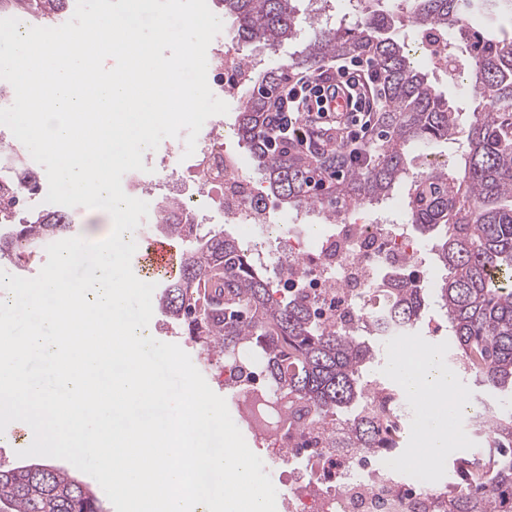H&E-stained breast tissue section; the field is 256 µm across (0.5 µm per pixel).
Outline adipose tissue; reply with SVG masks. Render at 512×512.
I'll list each match as a JSON object with an SVG mask.
<instances>
[{
  "label": "adipose tissue",
  "mask_w": 512,
  "mask_h": 512,
  "mask_svg": "<svg viewBox=\"0 0 512 512\" xmlns=\"http://www.w3.org/2000/svg\"><path fill=\"white\" fill-rule=\"evenodd\" d=\"M392 368L411 395L426 397L430 404L432 423L426 433L427 459L444 458L448 445V394L454 380L437 353L413 348L404 352Z\"/></svg>",
  "instance_id": "1"
}]
</instances>
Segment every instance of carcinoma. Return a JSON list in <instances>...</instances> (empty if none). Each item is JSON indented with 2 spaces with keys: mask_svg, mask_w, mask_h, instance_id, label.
<instances>
[{
  "mask_svg": "<svg viewBox=\"0 0 512 512\" xmlns=\"http://www.w3.org/2000/svg\"><path fill=\"white\" fill-rule=\"evenodd\" d=\"M70 0H0V11L50 18ZM234 22L239 43L274 49L296 38L294 0H218ZM363 17L352 26L311 24L302 51L288 69L247 70L252 91L238 113L237 135L261 175L266 193L285 207H319L336 221L337 205H372L403 187L415 231L447 270L431 293L393 272L380 297L394 315L413 326L427 296L448 318L456 353L467 357L476 386L512 391V0L493 2L494 20L476 31L463 21L465 0H410L408 22L448 36V57L460 62L469 83L467 122L459 108L420 72L405 43L388 34L391 18L378 0H357ZM471 47L460 58L459 45ZM331 58L372 60L386 105L376 113L377 139L351 148L308 154L268 139L271 92L286 73L318 69ZM463 140L466 149L454 170L411 174L414 144ZM336 172L332 202L314 194L316 171ZM17 211L0 210V255L16 261L33 253L37 240L66 236L71 222L49 223L40 215L16 221ZM183 245L178 274L159 300L164 316L184 325L207 354L232 356L242 343L261 347L271 383L325 413L352 410L362 399V374L374 359L370 341L321 328L306 300L276 297L274 279L252 265L236 238L222 230L200 232L198 224H163ZM481 400L474 415L489 413L483 448L452 459L454 483L447 512L502 510L501 493L512 490V452L497 451L512 436V413H492ZM365 448L399 447L401 433L385 436L366 419L356 425ZM0 512H103L95 492L71 474L39 462L0 467Z\"/></svg>",
  "mask_w": 512,
  "mask_h": 512,
  "instance_id": "obj_1",
  "label": "carcinoma"
}]
</instances>
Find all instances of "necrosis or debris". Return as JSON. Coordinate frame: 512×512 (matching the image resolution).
Masks as SVG:
<instances>
[{
	"label": "necrosis or debris",
	"instance_id": "obj_1",
	"mask_svg": "<svg viewBox=\"0 0 512 512\" xmlns=\"http://www.w3.org/2000/svg\"><path fill=\"white\" fill-rule=\"evenodd\" d=\"M223 133L203 131L190 160L166 152L156 173L168 180L157 194L158 222L203 224L212 211L250 231L242 246L254 265H273L287 295L313 303L319 326L373 335L379 351L410 346L413 328L399 323L388 305L372 297L382 271L400 274L422 267L426 246L413 225L386 216L382 208L350 206L318 233L304 231L313 209H296L288 225L273 223L258 182L243 172L227 150ZM218 378L233 392L232 402L253 438L287 452L292 491L284 512H447L440 491L408 457L362 448L355 422L372 418L387 429L389 390L375 368L364 374L365 396L342 416L292 411L290 398L269 381L253 345L216 362Z\"/></svg>",
	"mask_w": 512,
	"mask_h": 512
}]
</instances>
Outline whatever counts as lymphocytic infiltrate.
<instances>
[{"label": "lymphocytic infiltrate", "mask_w": 512, "mask_h": 512, "mask_svg": "<svg viewBox=\"0 0 512 512\" xmlns=\"http://www.w3.org/2000/svg\"><path fill=\"white\" fill-rule=\"evenodd\" d=\"M378 84L372 65L354 59L300 77L278 98L273 114L274 133L309 151L324 145L336 149L358 143L362 134L371 129L373 115L382 102ZM342 90L348 92L352 105L351 112L345 114L328 108Z\"/></svg>", "instance_id": "obj_1"}]
</instances>
